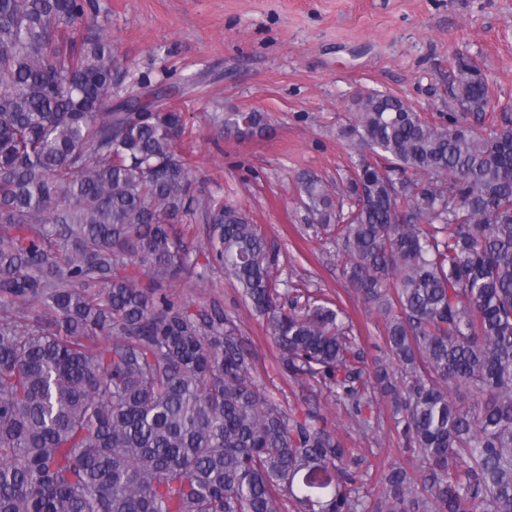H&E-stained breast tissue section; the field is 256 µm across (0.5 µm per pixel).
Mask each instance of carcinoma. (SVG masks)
<instances>
[{
    "label": "carcinoma",
    "mask_w": 512,
    "mask_h": 512,
    "mask_svg": "<svg viewBox=\"0 0 512 512\" xmlns=\"http://www.w3.org/2000/svg\"><path fill=\"white\" fill-rule=\"evenodd\" d=\"M98 0H0V512H512V120L456 57L461 116L423 120L391 93L356 102L359 164L333 199L303 182L308 228L336 234L343 276L383 319L367 370L345 312L278 291L247 211L207 196L161 94L112 103L125 76ZM224 130L260 136L264 117ZM209 225L205 263L191 225ZM181 228H176V225ZM219 270L281 351L356 425L376 389L423 470L392 465L360 495L363 458L254 382L224 306L171 288ZM463 386L473 404L448 396Z\"/></svg>",
    "instance_id": "carcinoma-1"
}]
</instances>
